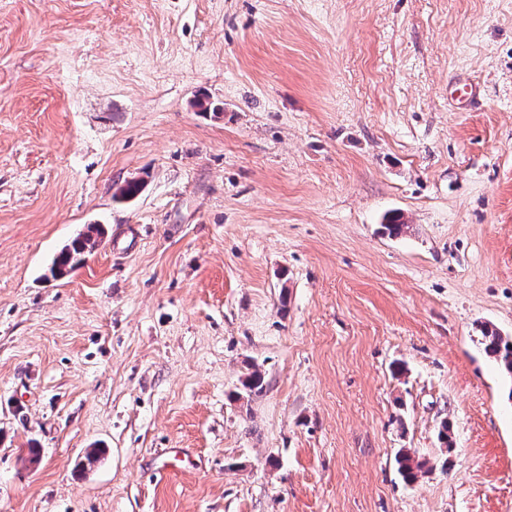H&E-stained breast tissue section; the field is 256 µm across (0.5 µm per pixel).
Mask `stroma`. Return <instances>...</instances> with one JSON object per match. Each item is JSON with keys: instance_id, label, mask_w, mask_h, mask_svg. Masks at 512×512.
I'll use <instances>...</instances> for the list:
<instances>
[{"instance_id": "1", "label": "stroma", "mask_w": 512, "mask_h": 512, "mask_svg": "<svg viewBox=\"0 0 512 512\" xmlns=\"http://www.w3.org/2000/svg\"><path fill=\"white\" fill-rule=\"evenodd\" d=\"M487 327L512 0H0V512H512ZM92 233L98 234V230L92 226L88 227L86 233L75 239L69 247L60 252L50 268L52 276L64 275L82 261V256L95 244Z\"/></svg>"}]
</instances>
